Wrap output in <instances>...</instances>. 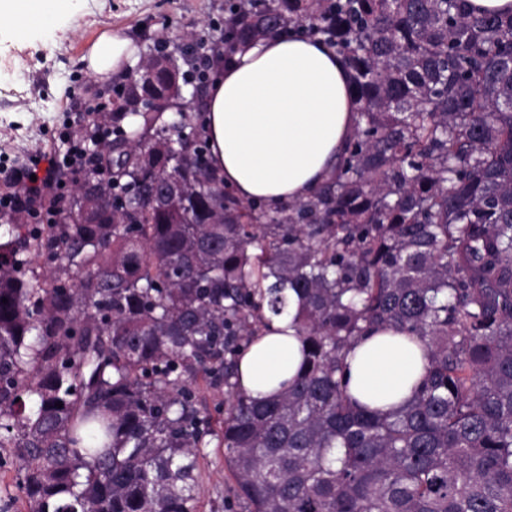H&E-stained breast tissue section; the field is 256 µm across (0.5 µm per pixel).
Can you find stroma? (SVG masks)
Returning a JSON list of instances; mask_svg holds the SVG:
<instances>
[{"instance_id":"35a3bbf8","label":"stroma","mask_w":512,"mask_h":512,"mask_svg":"<svg viewBox=\"0 0 512 512\" xmlns=\"http://www.w3.org/2000/svg\"><path fill=\"white\" fill-rule=\"evenodd\" d=\"M25 16H39L0 38V156L9 161L47 145L62 130L77 134L92 105L141 69L149 48L211 34L224 20V0H20ZM127 38L137 52L125 72L101 80L87 73L82 57L102 35ZM76 124L64 127L65 117ZM201 398L214 433L197 461L199 512H226L234 480L216 435L224 425L227 397L205 389Z\"/></svg>"}]
</instances>
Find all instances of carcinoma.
<instances>
[{"mask_svg": "<svg viewBox=\"0 0 512 512\" xmlns=\"http://www.w3.org/2000/svg\"><path fill=\"white\" fill-rule=\"evenodd\" d=\"M291 26L344 58L359 103L314 197L227 192L205 113L157 104L205 87L206 65L160 44L83 135L65 205L15 213L0 240V448L28 512H196L199 379L229 397L245 512H512V14L225 0L224 54ZM290 290L303 359L258 401L238 361ZM383 328L426 357L388 415L352 400L345 364Z\"/></svg>", "mask_w": 512, "mask_h": 512, "instance_id": "cac0c4a2", "label": "carcinoma"}]
</instances>
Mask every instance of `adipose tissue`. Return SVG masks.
<instances>
[{"label": "adipose tissue", "instance_id": "obj_1", "mask_svg": "<svg viewBox=\"0 0 512 512\" xmlns=\"http://www.w3.org/2000/svg\"><path fill=\"white\" fill-rule=\"evenodd\" d=\"M130 40L101 36L83 57L99 78L133 56ZM350 72L322 42L296 31L244 45L210 85L206 133L226 189L273 209L308 199L336 169L358 128ZM292 317L273 319L239 363V387L266 399L292 381L302 361ZM349 393L388 412L403 406L424 375V352L390 329L349 351Z\"/></svg>", "mask_w": 512, "mask_h": 512}]
</instances>
